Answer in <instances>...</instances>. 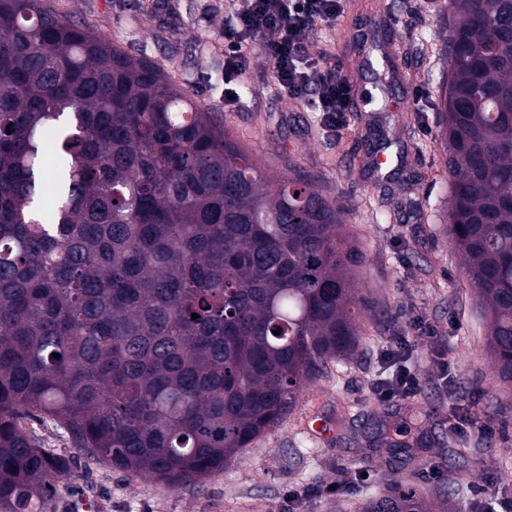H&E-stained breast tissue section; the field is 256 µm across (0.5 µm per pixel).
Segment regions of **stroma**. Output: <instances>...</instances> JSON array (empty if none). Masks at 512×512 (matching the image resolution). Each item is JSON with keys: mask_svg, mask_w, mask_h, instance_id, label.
Returning a JSON list of instances; mask_svg holds the SVG:
<instances>
[{"mask_svg": "<svg viewBox=\"0 0 512 512\" xmlns=\"http://www.w3.org/2000/svg\"><path fill=\"white\" fill-rule=\"evenodd\" d=\"M448 3L344 0L336 20L318 27L315 47L326 67L362 91L373 88L377 72L387 81L384 111L355 100L330 133L319 113L277 88L257 51L241 105H225V0H46L56 15L161 64L262 167L313 175L346 209V231L363 255L352 286L368 311L353 358L307 383L293 411L224 471L168 487L82 457L44 512H76L85 497L101 501L102 512H358L392 479L426 491L448 512H485L491 500L512 496V392L496 384L487 322L446 234L451 189L438 112L448 63L438 50L452 20ZM398 108L406 113L400 125L392 121ZM371 128L390 143L381 165L369 155ZM402 336L420 389L404 401H375V383L392 373L384 353ZM438 351L451 365L448 376L433 361ZM452 398L468 410L467 432L448 431ZM388 416L406 429L419 464L391 470L378 434ZM313 418L330 425L325 438L314 434ZM339 481L356 488L330 492ZM293 492L299 500H290Z\"/></svg>", "mask_w": 512, "mask_h": 512, "instance_id": "1", "label": "stroma"}]
</instances>
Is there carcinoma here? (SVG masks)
<instances>
[{
  "label": "carcinoma",
  "mask_w": 512,
  "mask_h": 512,
  "mask_svg": "<svg viewBox=\"0 0 512 512\" xmlns=\"http://www.w3.org/2000/svg\"><path fill=\"white\" fill-rule=\"evenodd\" d=\"M449 7L448 234L512 391V0ZM345 228L314 179L261 169L157 63L45 0H0V512L69 476L33 419L169 485L224 470L355 351ZM360 512L433 502L394 483Z\"/></svg>",
  "instance_id": "1"
}]
</instances>
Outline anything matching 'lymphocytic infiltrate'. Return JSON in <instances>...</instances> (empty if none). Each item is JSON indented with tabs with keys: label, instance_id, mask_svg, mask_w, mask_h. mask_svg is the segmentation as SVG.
Returning <instances> with one entry per match:
<instances>
[{
	"label": "lymphocytic infiltrate",
	"instance_id": "1",
	"mask_svg": "<svg viewBox=\"0 0 512 512\" xmlns=\"http://www.w3.org/2000/svg\"><path fill=\"white\" fill-rule=\"evenodd\" d=\"M224 23V81L232 83L246 73L253 48L270 62L275 81L294 99L309 100L321 112L328 129L342 123L350 107L353 87L348 78L323 67L311 35L322 23L335 20L342 0H230ZM408 342L389 352L391 377L377 382L379 401L404 400L417 394L420 382L406 364Z\"/></svg>",
	"mask_w": 512,
	"mask_h": 512
}]
</instances>
